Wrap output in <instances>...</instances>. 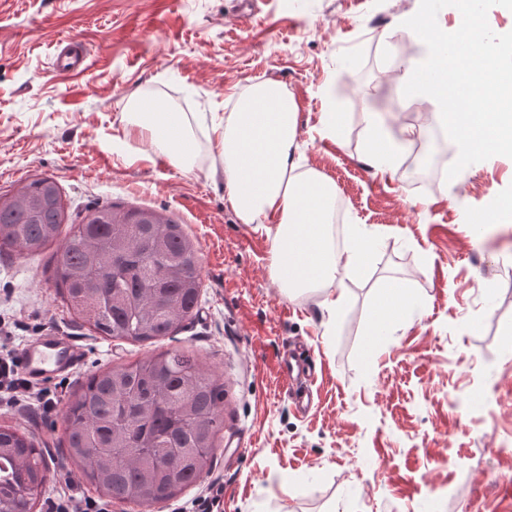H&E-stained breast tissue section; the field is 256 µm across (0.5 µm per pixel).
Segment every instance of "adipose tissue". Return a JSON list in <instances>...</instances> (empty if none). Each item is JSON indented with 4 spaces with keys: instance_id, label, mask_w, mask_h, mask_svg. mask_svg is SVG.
<instances>
[{
    "instance_id": "1",
    "label": "adipose tissue",
    "mask_w": 512,
    "mask_h": 512,
    "mask_svg": "<svg viewBox=\"0 0 512 512\" xmlns=\"http://www.w3.org/2000/svg\"><path fill=\"white\" fill-rule=\"evenodd\" d=\"M298 110L292 95L268 81L252 86L213 127L232 206L244 223L266 225L271 270L280 287L291 292L334 284L343 272L364 273L373 249L372 238L359 230L344 250L331 244L336 187L315 171L296 170ZM364 120L368 163L382 173L394 170L404 150L403 138L394 136L378 113L365 112ZM135 125L153 150L187 160L190 134L182 113L163 107L142 111ZM272 216L277 222L270 227L266 221ZM410 304L398 282L386 281L374 314L373 337L385 335L391 320Z\"/></svg>"
}]
</instances>
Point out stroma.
Listing matches in <instances>:
<instances>
[{"label": "stroma", "mask_w": 512, "mask_h": 512, "mask_svg": "<svg viewBox=\"0 0 512 512\" xmlns=\"http://www.w3.org/2000/svg\"><path fill=\"white\" fill-rule=\"evenodd\" d=\"M418 0H0V196L55 178L67 220L89 205L162 212L201 257L199 310L175 338L96 334L58 294L60 241L35 253L0 251V331L21 351L46 335L84 353L47 383L57 408L0 402V425L32 435L49 463L33 512L62 495L98 498L65 442L67 404L84 378L173 348L193 353L224 385V429L212 468L147 512H512V218L473 225L493 197L512 196V158L434 180L446 148L428 99L398 98L418 43L399 17ZM75 36L89 69L61 74L56 42ZM278 82L298 104L296 156L336 185L343 235L374 239L366 273L326 292L285 294L269 269L270 241L234 211L213 171V122L254 84ZM153 100L185 113L187 165L161 160L132 105ZM413 127L415 154L374 174L361 157L363 111ZM345 113L333 139L321 115ZM412 300L376 351L367 348L383 283ZM302 340L315 364L299 409L277 358Z\"/></svg>", "instance_id": "35a3bbf8"}]
</instances>
